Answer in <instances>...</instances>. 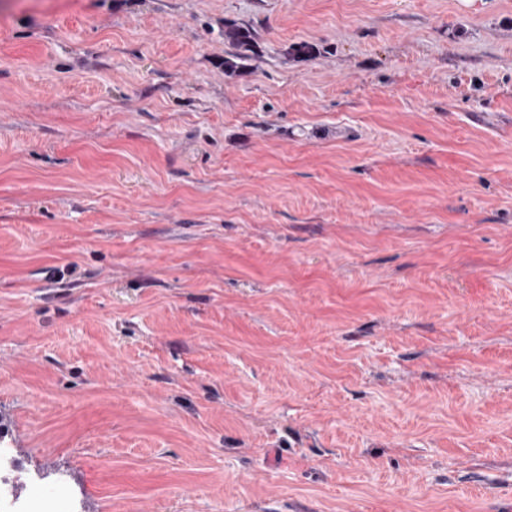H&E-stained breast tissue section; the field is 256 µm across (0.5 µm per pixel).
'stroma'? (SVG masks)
Wrapping results in <instances>:
<instances>
[{
    "mask_svg": "<svg viewBox=\"0 0 512 512\" xmlns=\"http://www.w3.org/2000/svg\"><path fill=\"white\" fill-rule=\"evenodd\" d=\"M0 440L11 512H512V0H0Z\"/></svg>",
    "mask_w": 512,
    "mask_h": 512,
    "instance_id": "35a3bbf8",
    "label": "stroma"
}]
</instances>
